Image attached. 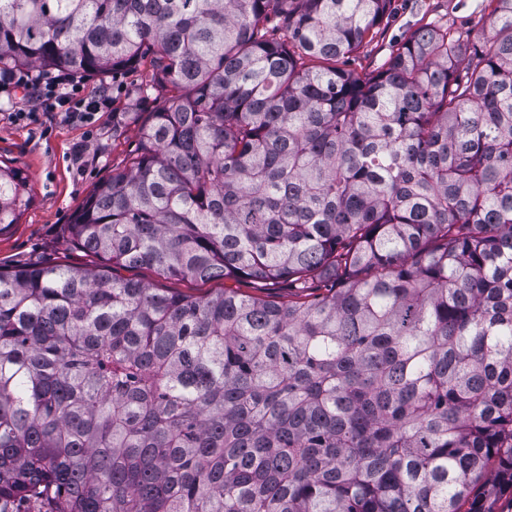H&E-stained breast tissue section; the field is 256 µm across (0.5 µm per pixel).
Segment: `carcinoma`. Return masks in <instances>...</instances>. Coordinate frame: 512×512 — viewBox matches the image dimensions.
<instances>
[{
  "instance_id": "carcinoma-1",
  "label": "carcinoma",
  "mask_w": 512,
  "mask_h": 512,
  "mask_svg": "<svg viewBox=\"0 0 512 512\" xmlns=\"http://www.w3.org/2000/svg\"><path fill=\"white\" fill-rule=\"evenodd\" d=\"M0 0V72L147 65L127 167L0 269V512H490L512 489V0ZM0 166V225L26 205ZM286 280V302L114 275ZM330 281L325 295L310 280ZM491 12L489 0H391L376 37L341 59L338 65L363 74L382 67L390 53L430 22L451 29L475 28L485 24ZM487 25V24H485Z\"/></svg>"
}]
</instances>
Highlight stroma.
Listing matches in <instances>:
<instances>
[{
    "mask_svg": "<svg viewBox=\"0 0 512 512\" xmlns=\"http://www.w3.org/2000/svg\"><path fill=\"white\" fill-rule=\"evenodd\" d=\"M491 11L489 0H391L378 34L341 59L342 68L365 73L383 66L390 53L420 27L438 22L452 29L480 28ZM149 75L140 68L114 77L82 80V93L107 103L94 121L57 109L44 112L38 122H18L10 116L12 99L24 96L15 87L0 92V163L18 170L26 182L29 203L18 222L0 230V267L51 262L91 266L97 259L71 245L63 234L72 214L98 183L113 170L124 168L138 144L149 109L161 106L167 90L153 92L141 102L136 88ZM129 277L170 292L203 296L230 288L265 300L288 301V283L256 279H166L148 267L129 270Z\"/></svg>",
    "mask_w": 512,
    "mask_h": 512,
    "instance_id": "obj_1",
    "label": "stroma"
}]
</instances>
